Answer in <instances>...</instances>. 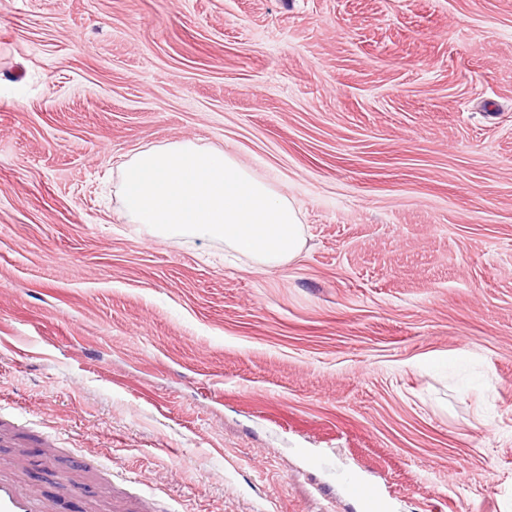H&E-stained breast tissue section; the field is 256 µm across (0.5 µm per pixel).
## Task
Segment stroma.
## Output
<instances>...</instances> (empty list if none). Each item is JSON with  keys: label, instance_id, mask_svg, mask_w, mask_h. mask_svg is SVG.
Here are the masks:
<instances>
[{"label": "stroma", "instance_id": "obj_1", "mask_svg": "<svg viewBox=\"0 0 512 512\" xmlns=\"http://www.w3.org/2000/svg\"><path fill=\"white\" fill-rule=\"evenodd\" d=\"M187 140L297 257L129 222ZM0 417L70 512H512V0H0ZM346 489L352 497L361 503L363 512H376L374 505L381 499L377 486L349 478L346 481ZM114 512H165L160 501L152 494L141 492L130 496L125 492L117 494L114 498Z\"/></svg>", "mask_w": 512, "mask_h": 512}]
</instances>
